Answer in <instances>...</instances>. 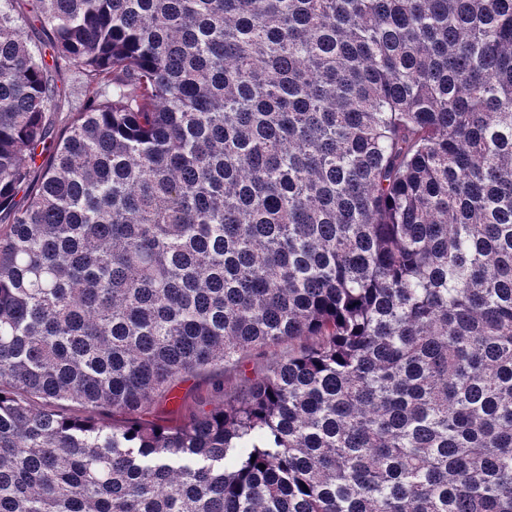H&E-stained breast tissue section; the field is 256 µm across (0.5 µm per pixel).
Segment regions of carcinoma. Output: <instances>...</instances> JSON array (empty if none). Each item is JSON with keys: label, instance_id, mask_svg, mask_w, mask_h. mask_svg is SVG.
<instances>
[{"label": "carcinoma", "instance_id": "1", "mask_svg": "<svg viewBox=\"0 0 512 512\" xmlns=\"http://www.w3.org/2000/svg\"><path fill=\"white\" fill-rule=\"evenodd\" d=\"M0 512H512V0H0ZM173 396H176V399L172 400V403H168L167 408H180L183 415H188L195 409L196 402L200 397L209 398L215 405L219 402L211 386L204 384L197 386L196 379H190L180 383L178 387L175 388Z\"/></svg>", "mask_w": 512, "mask_h": 512}]
</instances>
